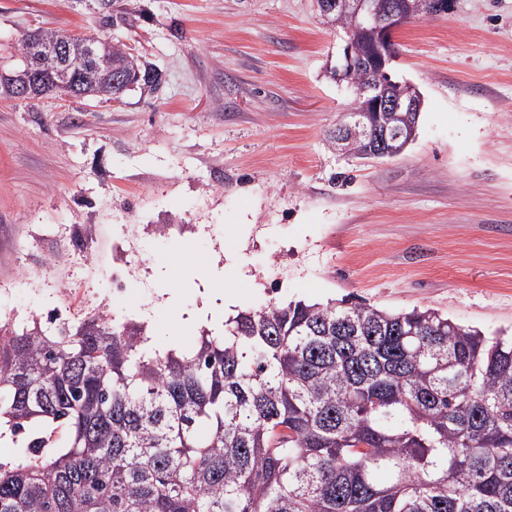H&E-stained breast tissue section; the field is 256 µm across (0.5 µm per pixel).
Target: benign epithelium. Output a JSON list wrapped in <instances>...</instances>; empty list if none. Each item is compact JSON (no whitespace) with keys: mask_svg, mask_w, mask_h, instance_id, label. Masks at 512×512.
<instances>
[{"mask_svg":"<svg viewBox=\"0 0 512 512\" xmlns=\"http://www.w3.org/2000/svg\"><path fill=\"white\" fill-rule=\"evenodd\" d=\"M316 8L324 24L338 27L344 19L351 18L359 22L360 32L372 37L368 62L363 54L354 53L351 45L344 47L346 65L336 71L339 81L350 80L355 70L370 62L383 69L396 61L395 31L414 20L437 16L428 0H316ZM22 38L41 57L56 63L55 72L48 75L24 59L16 63L10 73L0 70V89L5 96H21L30 101L39 99L46 94V88L59 79H70L74 52L85 59L105 60V49L94 39L71 47L44 45L35 31L23 33ZM356 94L358 101L346 107L331 131L336 150L376 159L401 155L416 138L423 107L421 93L408 81L401 83L387 78L359 87Z\"/></svg>","mask_w":512,"mask_h":512,"instance_id":"1","label":"benign epithelium"}]
</instances>
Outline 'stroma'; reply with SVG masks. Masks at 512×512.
Segmentation results:
<instances>
[{
	"label": "stroma",
	"instance_id": "obj_1",
	"mask_svg": "<svg viewBox=\"0 0 512 512\" xmlns=\"http://www.w3.org/2000/svg\"><path fill=\"white\" fill-rule=\"evenodd\" d=\"M120 5L136 22L115 39L162 87L0 98L1 318L67 306L192 345L180 313L206 276L241 310L344 298L512 332V0H454L396 31L392 75L424 104L416 140L375 163L328 143L351 90L330 74L346 36L315 0ZM38 29L95 32L93 4L0 0L1 48Z\"/></svg>",
	"mask_w": 512,
	"mask_h": 512
}]
</instances>
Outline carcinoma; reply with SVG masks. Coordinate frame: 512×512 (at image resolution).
Listing matches in <instances>:
<instances>
[{"label": "carcinoma", "mask_w": 512, "mask_h": 512, "mask_svg": "<svg viewBox=\"0 0 512 512\" xmlns=\"http://www.w3.org/2000/svg\"><path fill=\"white\" fill-rule=\"evenodd\" d=\"M96 2L101 28L134 26ZM109 44L55 93L119 102L133 65L162 84ZM149 342L106 315L0 324V420L29 433L0 460V512H512V337L343 299L240 311L163 356Z\"/></svg>", "instance_id": "1"}]
</instances>
